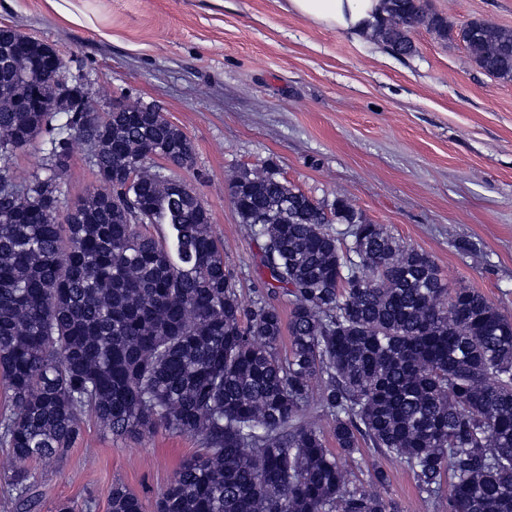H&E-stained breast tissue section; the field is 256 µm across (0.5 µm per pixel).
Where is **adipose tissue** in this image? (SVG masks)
<instances>
[{
  "label": "adipose tissue",
  "mask_w": 512,
  "mask_h": 512,
  "mask_svg": "<svg viewBox=\"0 0 512 512\" xmlns=\"http://www.w3.org/2000/svg\"><path fill=\"white\" fill-rule=\"evenodd\" d=\"M293 12L359 40L372 34L385 15L384 0H288Z\"/></svg>",
  "instance_id": "1"
}]
</instances>
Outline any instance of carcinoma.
<instances>
[{
	"instance_id": "obj_1",
	"label": "carcinoma",
	"mask_w": 512,
	"mask_h": 512,
	"mask_svg": "<svg viewBox=\"0 0 512 512\" xmlns=\"http://www.w3.org/2000/svg\"><path fill=\"white\" fill-rule=\"evenodd\" d=\"M385 5L376 38L398 56L416 52L419 24L454 33L422 0ZM456 33L480 69L512 81V30L475 19ZM35 92L53 93L41 67L0 43V388L12 405L0 445L16 461L5 493L17 505L35 497L30 465L54 467L89 412L115 436L202 437L156 512H398L384 472L350 481L316 424L327 415L336 448L391 458L424 501L512 512L511 316L473 289L448 293L426 253L345 199L249 169L229 182L240 222L263 239L264 290L245 308L209 209L150 158L192 165L181 128L154 112H71L59 126L9 108ZM73 134L99 180L140 174L63 210ZM38 139L45 175L21 179L11 157ZM279 294L293 301L287 322ZM109 512L143 503L114 485Z\"/></svg>"
}]
</instances>
